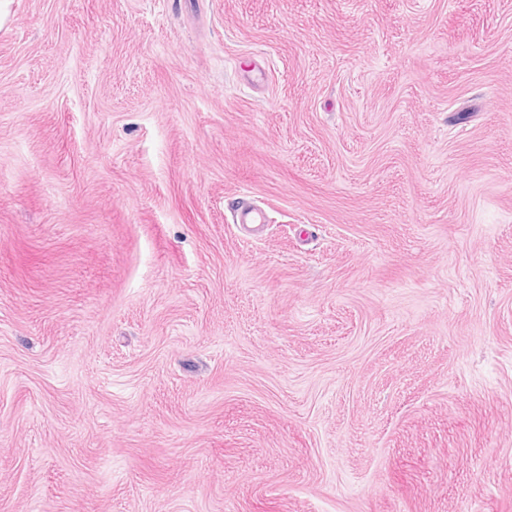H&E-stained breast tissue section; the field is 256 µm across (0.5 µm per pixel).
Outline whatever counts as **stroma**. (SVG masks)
Here are the masks:
<instances>
[{
	"label": "stroma",
	"instance_id": "stroma-1",
	"mask_svg": "<svg viewBox=\"0 0 512 512\" xmlns=\"http://www.w3.org/2000/svg\"><path fill=\"white\" fill-rule=\"evenodd\" d=\"M0 512H512V0H10Z\"/></svg>",
	"mask_w": 512,
	"mask_h": 512
}]
</instances>
